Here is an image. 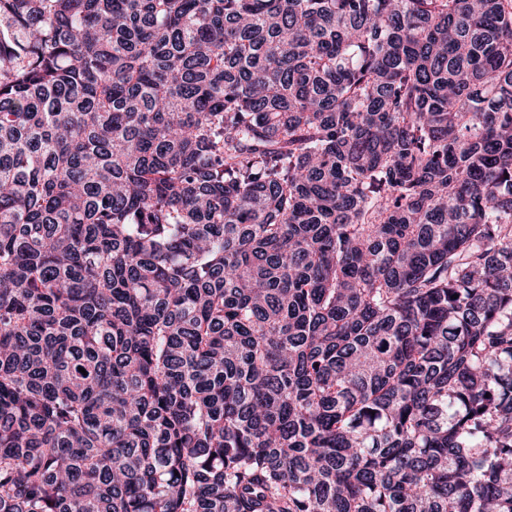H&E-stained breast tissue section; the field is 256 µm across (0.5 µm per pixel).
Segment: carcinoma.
I'll return each mask as SVG.
<instances>
[{"label":"carcinoma","mask_w":512,"mask_h":512,"mask_svg":"<svg viewBox=\"0 0 512 512\" xmlns=\"http://www.w3.org/2000/svg\"><path fill=\"white\" fill-rule=\"evenodd\" d=\"M0 512H512V0H0Z\"/></svg>","instance_id":"1"}]
</instances>
